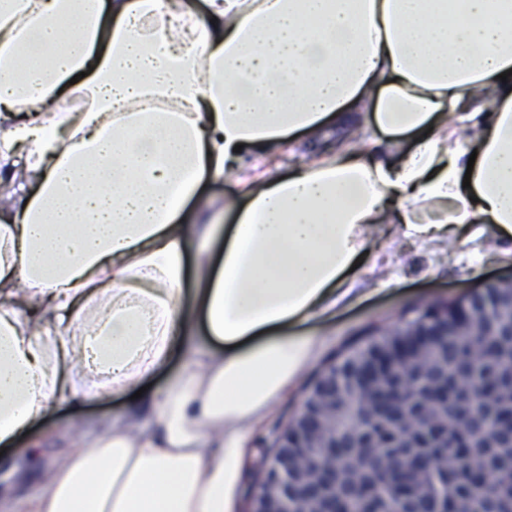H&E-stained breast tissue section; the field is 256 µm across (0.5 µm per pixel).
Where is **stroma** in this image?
Returning a JSON list of instances; mask_svg holds the SVG:
<instances>
[{
  "label": "stroma",
  "instance_id": "stroma-1",
  "mask_svg": "<svg viewBox=\"0 0 512 512\" xmlns=\"http://www.w3.org/2000/svg\"><path fill=\"white\" fill-rule=\"evenodd\" d=\"M509 274L510 243L488 237L469 244H414L402 233H391L380 259L350 278L356 299L337 305L335 316L328 322L310 320L296 325L298 335L324 339L319 358L306 372L314 374L373 329L394 327L417 309L452 302L480 289L486 281ZM304 391V383H297L288 397L273 407L251 438L254 448L270 447L276 432L298 409ZM132 405L130 395L109 393L77 407L56 406L25 436L27 443L35 445L38 462L14 458L7 452L0 454V488L10 483L17 486L12 496L13 512H26L27 500L41 492V467L58 462L71 446L87 444L89 429L110 423Z\"/></svg>",
  "mask_w": 512,
  "mask_h": 512
}]
</instances>
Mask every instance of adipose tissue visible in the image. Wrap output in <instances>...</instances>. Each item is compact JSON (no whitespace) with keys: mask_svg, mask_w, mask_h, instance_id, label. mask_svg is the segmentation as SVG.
Segmentation results:
<instances>
[{"mask_svg":"<svg viewBox=\"0 0 512 512\" xmlns=\"http://www.w3.org/2000/svg\"><path fill=\"white\" fill-rule=\"evenodd\" d=\"M362 123L374 151L344 146ZM297 136L317 159L243 176ZM207 178L240 179L233 223ZM1 185L0 446L188 352L30 512H235L249 434L321 353L290 327L386 223L512 240V0H0Z\"/></svg>","mask_w":512,"mask_h":512,"instance_id":"1","label":"adipose tissue"}]
</instances>
